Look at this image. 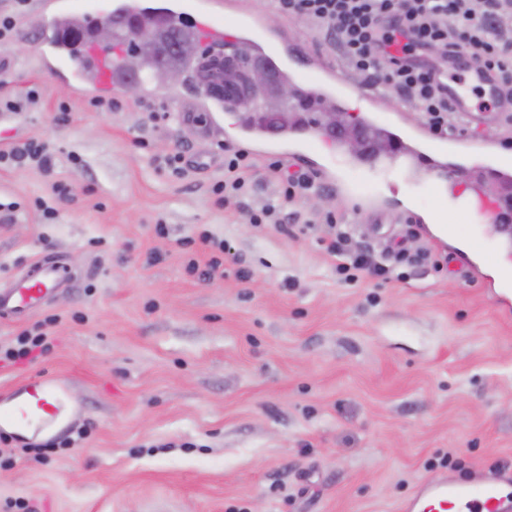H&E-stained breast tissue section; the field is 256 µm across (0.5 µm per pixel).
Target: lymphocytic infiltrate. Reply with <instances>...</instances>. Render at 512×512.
Segmentation results:
<instances>
[{
    "label": "lymphocytic infiltrate",
    "mask_w": 512,
    "mask_h": 512,
    "mask_svg": "<svg viewBox=\"0 0 512 512\" xmlns=\"http://www.w3.org/2000/svg\"><path fill=\"white\" fill-rule=\"evenodd\" d=\"M276 8L319 28L364 83L399 92L433 135L448 133L452 107L448 74L423 59L425 50L465 57L512 93V0H276ZM326 250L340 275L386 271L383 261L353 254L344 233Z\"/></svg>",
    "instance_id": "lymphocytic-infiltrate-1"
}]
</instances>
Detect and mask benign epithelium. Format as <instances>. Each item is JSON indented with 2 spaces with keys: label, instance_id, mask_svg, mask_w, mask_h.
Instances as JSON below:
<instances>
[{
  "label": "benign epithelium",
  "instance_id": "7a95c632",
  "mask_svg": "<svg viewBox=\"0 0 512 512\" xmlns=\"http://www.w3.org/2000/svg\"><path fill=\"white\" fill-rule=\"evenodd\" d=\"M125 35L133 42L145 48L164 50L168 39L151 27L136 24L127 27ZM116 38L112 26V17L105 16L99 20L93 36V44L100 48H110ZM176 57L160 65L154 77L160 81L179 82L184 77L181 60L192 57L199 60L197 78L202 87L212 95L231 97L246 108L251 98L257 93L267 96L290 98L294 95V87L277 79L276 75L260 60L236 56L214 55L202 51L197 45L176 43L170 47ZM319 123L331 134L338 136L339 141L347 146L350 152L363 159L367 158L364 131L359 126L347 127L338 118L337 113L324 111L320 113Z\"/></svg>",
  "mask_w": 512,
  "mask_h": 512
}]
</instances>
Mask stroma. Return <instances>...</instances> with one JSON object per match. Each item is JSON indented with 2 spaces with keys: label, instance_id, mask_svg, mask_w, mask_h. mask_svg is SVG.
<instances>
[{
  "label": "stroma",
  "instance_id": "stroma-1",
  "mask_svg": "<svg viewBox=\"0 0 512 512\" xmlns=\"http://www.w3.org/2000/svg\"><path fill=\"white\" fill-rule=\"evenodd\" d=\"M44 2L0 0L15 20L0 99L37 93L0 109V153L38 141L51 157L0 165V288L39 261L71 282L0 317L1 351L36 328L50 342L0 363V403L51 380L72 414L26 440L0 427V512H399L421 483L512 471V288L455 235L434 234L429 174L395 193L345 146L310 144L287 162L328 185L283 204L309 225L251 223L279 193L270 154L236 140L256 164L253 190L238 206L212 192L224 131L247 109L202 115L180 82L99 104L43 57ZM239 7L286 37L301 80L330 65L358 81L274 0H217L215 15ZM176 153L178 175L165 165ZM340 231L385 257L387 281L341 279L322 246ZM426 248L438 267L393 256ZM216 254L223 275L190 272Z\"/></svg>",
  "mask_w": 512,
  "mask_h": 512
}]
</instances>
